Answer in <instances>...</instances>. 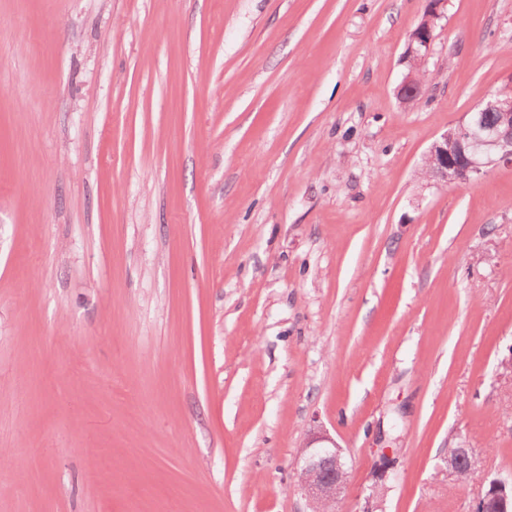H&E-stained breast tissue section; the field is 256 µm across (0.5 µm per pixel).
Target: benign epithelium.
<instances>
[{"mask_svg":"<svg viewBox=\"0 0 512 512\" xmlns=\"http://www.w3.org/2000/svg\"><path fill=\"white\" fill-rule=\"evenodd\" d=\"M433 41L430 26L419 25L410 35L405 52L410 69L398 89V98L404 105L415 102L423 91L417 68L426 63ZM488 112L496 114L490 125L485 122ZM427 161L433 163L428 180L443 186L475 181L496 163L512 164V98L491 94L476 111L467 113L452 135L445 134L433 144ZM462 470L474 474L470 449H449L448 475L454 477ZM347 478L345 457L335 441L318 434L302 448L299 489L308 500L310 512H327V508L335 507ZM473 512H512V479L491 480L477 497Z\"/></svg>","mask_w":512,"mask_h":512,"instance_id":"7a95c632","label":"benign epithelium"}]
</instances>
